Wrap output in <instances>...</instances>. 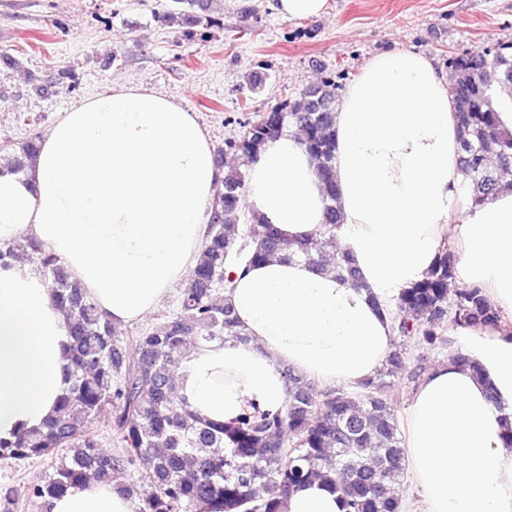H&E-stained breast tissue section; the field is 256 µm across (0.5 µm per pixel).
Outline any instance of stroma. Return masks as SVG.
Wrapping results in <instances>:
<instances>
[{
  "instance_id": "1",
  "label": "stroma",
  "mask_w": 512,
  "mask_h": 512,
  "mask_svg": "<svg viewBox=\"0 0 512 512\" xmlns=\"http://www.w3.org/2000/svg\"><path fill=\"white\" fill-rule=\"evenodd\" d=\"M170 0H0V147L43 136L74 103L123 87L191 112L213 147L253 113L302 99L332 73L352 82L377 54L449 55L512 42V0H327L291 20L278 0H203L208 26L161 20ZM266 81L249 90L255 73Z\"/></svg>"
}]
</instances>
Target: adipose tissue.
Listing matches in <instances>:
<instances>
[{"instance_id": "ef3b65f1", "label": "adipose tissue", "mask_w": 512, "mask_h": 512, "mask_svg": "<svg viewBox=\"0 0 512 512\" xmlns=\"http://www.w3.org/2000/svg\"><path fill=\"white\" fill-rule=\"evenodd\" d=\"M448 82L408 50L371 58L336 104V240L360 286L308 262L229 267L226 297L250 346L191 347L179 384L191 410L230 424L251 406L287 400L278 368L326 385L375 376L394 325L374 298L423 279L444 237L461 256L458 283L508 312L472 349L483 368L446 360L412 398L408 461L427 512H512V447L495 399L512 405V188L464 200ZM221 178L196 118L166 97L122 88L73 105L41 139L27 173L0 172V242L27 238L55 253L99 310L123 326L144 318L193 268ZM248 208L293 240L318 234L325 202L314 159L291 132L263 148L248 175ZM65 320L38 272L0 269V438L53 412ZM50 512H139L135 497L89 482ZM281 512H345L320 483Z\"/></svg>"}]
</instances>
